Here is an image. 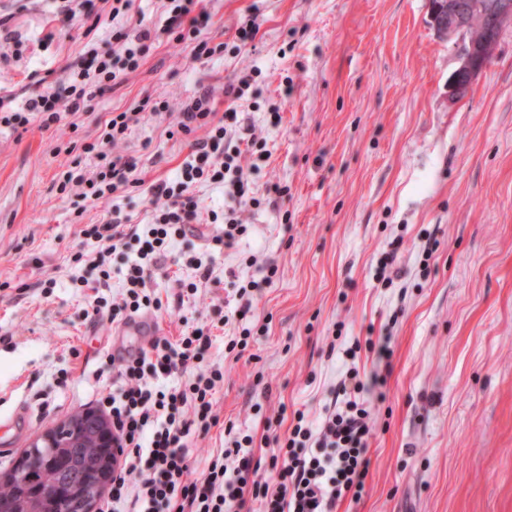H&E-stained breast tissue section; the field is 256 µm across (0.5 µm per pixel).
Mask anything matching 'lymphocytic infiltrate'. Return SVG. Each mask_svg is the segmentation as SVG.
<instances>
[{
  "mask_svg": "<svg viewBox=\"0 0 512 512\" xmlns=\"http://www.w3.org/2000/svg\"><path fill=\"white\" fill-rule=\"evenodd\" d=\"M131 7L132 0H112L105 16L95 11L94 0H67L64 23L85 20L96 27L110 21L117 49L102 51L86 43L84 66L70 83L31 94L23 107H14L12 92H0V122L15 129L35 122L47 130L65 116L89 108L98 95L141 68L162 33L178 44L193 42L195 58L216 54V47L200 37L211 21L202 0H168V21L160 32L141 22L128 25ZM261 93L254 74L248 72L225 88L224 113L211 108L206 93L186 103L179 112L177 132L190 138V152L176 178L151 185V221L133 223L131 215L116 206L100 222L85 226L83 235L96 243L97 250L88 256L80 251L73 255V262L85 263L90 273L72 277L71 283L87 293L94 315L122 323L140 309H160L162 300L154 285L167 273L164 251L193 225L219 227L207 258L186 259L196 279L185 289L193 295L199 284L210 280L217 255L246 234L242 208L257 199L244 176L242 157L256 156L249 169L257 173L268 153L254 124L240 116L238 103ZM168 108L167 102L145 97L130 110L112 113L96 139L81 146L94 158L93 170L73 160L57 186L60 194L76 191L95 203L142 186L138 159L118 154L116 148L144 114ZM200 184L223 188V211L205 209L195 192ZM115 257L126 268L118 300L106 292ZM211 345L212 327L202 323L180 336L159 334L145 348L114 355L112 384L100 392L98 403L112 420L123 462L100 512H336L348 494L363 490L373 437L372 408L365 395L385 385L387 377L374 373L364 380L354 369L338 383L318 423L296 414L288 435L277 439L278 452L268 464L255 459L254 439L246 435L232 438L211 456L202 473H194L186 440L193 434L208 435L219 423L214 395L224 382V368L205 364Z\"/></svg>",
  "mask_w": 512,
  "mask_h": 512,
  "instance_id": "lymphocytic-infiltrate-1",
  "label": "lymphocytic infiltrate"
}]
</instances>
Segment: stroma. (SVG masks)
Listing matches in <instances>:
<instances>
[{"label":"stroma","instance_id":"35a3bbf8","mask_svg":"<svg viewBox=\"0 0 512 512\" xmlns=\"http://www.w3.org/2000/svg\"><path fill=\"white\" fill-rule=\"evenodd\" d=\"M253 0H205L212 24L202 38L223 54L196 60L191 46L154 43L144 65L48 130L0 124V417L28 412L19 437L0 428V475L32 439L94 406L112 383V328L87 315L69 285L72 254L92 252L80 234L104 203L61 198L56 175L69 142H89L110 113L143 96L168 101L146 114L119 150L139 159L147 184L174 178L189 152L169 137L182 103L257 70L262 95L248 115L267 140L261 180L287 184V200L245 212L247 233L216 259L213 282L178 301L176 261L206 240L173 241L156 289L167 305L153 317L163 333L218 320L237 285L277 266L245 324L241 358L215 330L206 363L224 368L216 394L220 427L189 437L203 471L222 448L225 427L252 435L255 457L277 453L295 412L315 422L348 369L370 374L368 350L346 351L365 336L390 339L385 398H371L374 431L360 499L337 512H512V24L494 58L457 101L448 79L458 46L430 24L428 0H263L254 46L234 33ZM62 0H28L0 32V87L25 105L32 74L66 83L85 38L62 28ZM279 107L280 126L266 114ZM432 256H424L427 240ZM399 242L393 283L381 260ZM258 264H249L250 255ZM58 285L44 293L42 280Z\"/></svg>","mask_w":512,"mask_h":512}]
</instances>
